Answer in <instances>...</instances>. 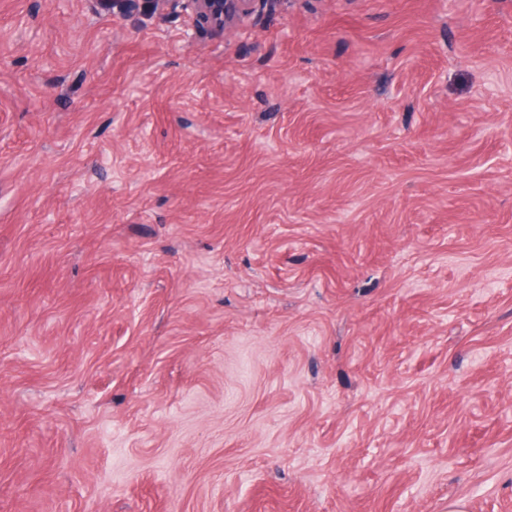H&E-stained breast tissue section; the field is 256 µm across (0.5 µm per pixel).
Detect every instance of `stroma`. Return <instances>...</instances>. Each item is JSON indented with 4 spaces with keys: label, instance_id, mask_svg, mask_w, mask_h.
<instances>
[{
    "label": "stroma",
    "instance_id": "35a3bbf8",
    "mask_svg": "<svg viewBox=\"0 0 512 512\" xmlns=\"http://www.w3.org/2000/svg\"><path fill=\"white\" fill-rule=\"evenodd\" d=\"M512 0H0V512H512ZM165 1L181 2L199 23L219 35H228L253 13L257 2L273 6L279 0H151L153 3Z\"/></svg>",
    "mask_w": 512,
    "mask_h": 512
}]
</instances>
